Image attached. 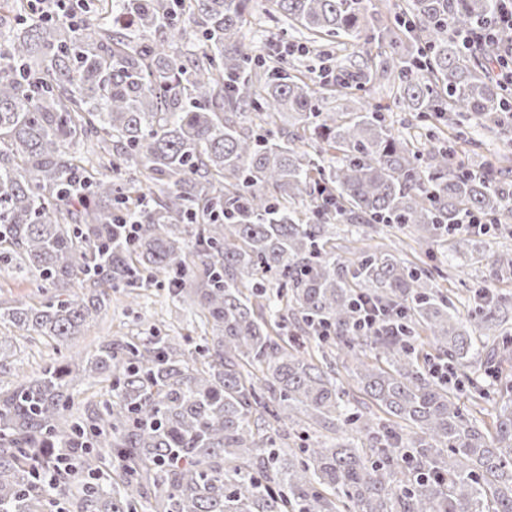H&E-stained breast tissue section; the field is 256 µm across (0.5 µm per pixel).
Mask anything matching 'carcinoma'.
<instances>
[{"label":"carcinoma","instance_id":"carcinoma-1","mask_svg":"<svg viewBox=\"0 0 512 512\" xmlns=\"http://www.w3.org/2000/svg\"><path fill=\"white\" fill-rule=\"evenodd\" d=\"M251 2L104 0L74 24L53 0L39 15L0 0V263L45 294L0 323L66 341L110 291L156 285L216 332L193 352L110 339L0 390V512L70 496L63 474L36 480L33 461L50 454L77 456L80 512H139L150 486L152 512H512V380L492 433L462 401L490 400L469 371L509 357L512 301L476 293L463 314L425 262L470 215L512 225V183L458 159L440 128L456 113L492 129L512 109V90L461 42L498 0H408V43L333 83L392 80L426 128L421 149L362 96L354 112L323 111L325 86L290 73L275 33L266 65L242 37ZM266 2L312 44L361 36L358 0ZM338 224H410L418 262L379 248L339 258ZM450 240L512 280V257L488 255L486 238ZM273 281L286 306L269 323L258 310ZM359 296L400 316L402 333L355 331ZM289 325L288 350L274 331ZM421 331L448 379L427 368ZM312 341L351 357L386 418L303 355ZM106 373L112 399L69 426L76 387ZM316 426L334 437L315 439ZM106 455L120 481L102 485Z\"/></svg>","mask_w":512,"mask_h":512}]
</instances>
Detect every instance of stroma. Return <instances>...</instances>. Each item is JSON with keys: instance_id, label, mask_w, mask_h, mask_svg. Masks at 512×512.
<instances>
[{"instance_id": "35a3bbf8", "label": "stroma", "mask_w": 512, "mask_h": 512, "mask_svg": "<svg viewBox=\"0 0 512 512\" xmlns=\"http://www.w3.org/2000/svg\"><path fill=\"white\" fill-rule=\"evenodd\" d=\"M403 3L404 0H360V40L344 46L335 40H326L319 42V50L330 51L334 64L347 66L353 72L366 68L380 69L392 48L388 42L380 39L379 31L385 26H395L397 13ZM276 29L282 32L281 43L291 49L290 61L303 71L320 69L322 62L316 52H300L298 30L288 25L277 26L275 21L264 15L261 7H254L243 34L247 42L260 49L264 47L269 32ZM366 96L373 104L380 106L394 132H416L414 114L403 111L397 105L391 84L375 83L367 90ZM461 128L467 129L473 140L467 148L465 159L476 166L494 160L501 153L504 141L512 139V126L489 131L476 127L472 119L459 116L453 126L445 128V141L455 142L457 131ZM433 262L443 269L451 266L459 269V276L452 279L437 278L436 286L448 294L459 311H466L475 289L484 285L487 279L486 267L472 265L467 257L450 254L444 243L435 246ZM0 334L11 339L10 344L0 347V386L7 388L17 380L37 377L47 365L61 360L69 350L95 351L98 344L108 337L145 340L153 336H168L195 346L202 344L212 331L203 322L197 308L176 302L167 289L152 286L141 289L134 299L125 292H114L94 327L64 342L29 334L8 323L0 325Z\"/></svg>"}]
</instances>
